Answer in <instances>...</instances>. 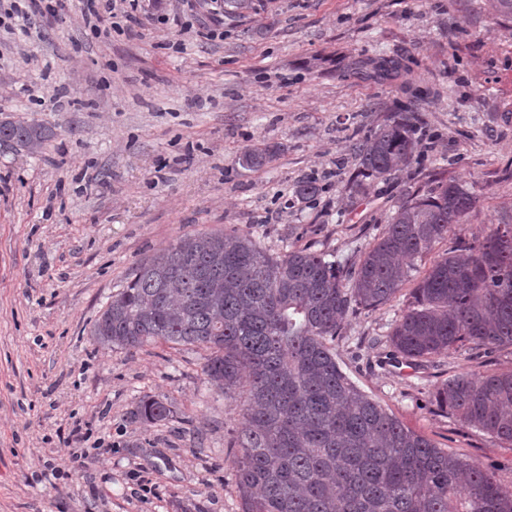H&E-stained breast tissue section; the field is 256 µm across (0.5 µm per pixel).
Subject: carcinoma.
Wrapping results in <instances>:
<instances>
[{
  "mask_svg": "<svg viewBox=\"0 0 512 512\" xmlns=\"http://www.w3.org/2000/svg\"><path fill=\"white\" fill-rule=\"evenodd\" d=\"M358 65L381 80L404 69L387 57ZM51 137L40 125L0 120V143L30 154ZM417 151L411 118L393 116L358 148L359 171L383 179ZM475 205V194L452 181L402 200L354 270L309 248L274 256L243 230L183 235L133 269L92 336L105 347L206 349L208 382L240 397L233 470L242 512H512L511 487L406 428L357 389L331 347L350 311L389 302L408 263ZM388 342L410 362L465 345L512 346V224L457 241L435 261ZM436 401L512 443V371L458 374ZM172 414L154 398L134 410L145 425Z\"/></svg>",
  "mask_w": 512,
  "mask_h": 512,
  "instance_id": "carcinoma-1",
  "label": "carcinoma"
}]
</instances>
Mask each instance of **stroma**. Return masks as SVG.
<instances>
[{"label": "stroma", "mask_w": 512, "mask_h": 512, "mask_svg": "<svg viewBox=\"0 0 512 512\" xmlns=\"http://www.w3.org/2000/svg\"><path fill=\"white\" fill-rule=\"evenodd\" d=\"M131 31L31 15L0 33V110L53 130L41 153L0 145V512H242L231 464L240 400L194 345L106 349L92 327L133 268L185 234L239 229L272 254L308 247L348 267L397 205L442 181L470 216L417 258L396 296L350 312L346 376L406 428L512 487V445L438 408L448 378L512 370V347L409 367L388 334L450 241L512 224V20L488 0H151ZM181 40L174 52L169 43ZM362 56L403 60L392 81ZM406 112L420 152L363 180L356 148ZM270 147L263 165L244 154ZM314 180L318 194L296 197ZM144 397L173 416L146 426ZM75 452L59 476L47 460Z\"/></svg>", "instance_id": "obj_1"}]
</instances>
